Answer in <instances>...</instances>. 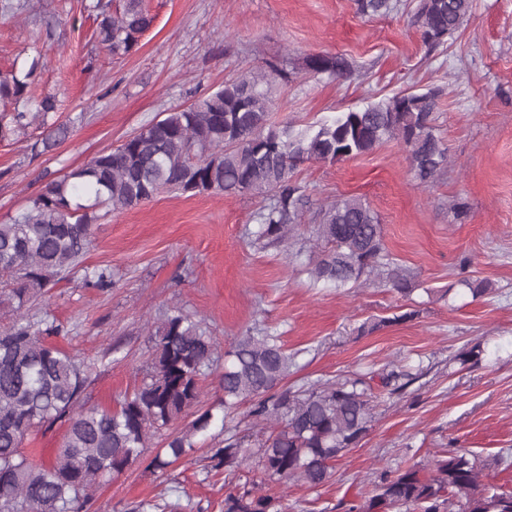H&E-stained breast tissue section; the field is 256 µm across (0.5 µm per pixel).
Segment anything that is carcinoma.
<instances>
[{"mask_svg":"<svg viewBox=\"0 0 512 512\" xmlns=\"http://www.w3.org/2000/svg\"><path fill=\"white\" fill-rule=\"evenodd\" d=\"M363 16L384 14L391 0H355ZM95 38L114 56L133 51L153 18L142 0H90ZM28 0H0V17L31 13ZM472 0H419L422 43L432 49L458 31ZM41 53L28 66L0 75V141L37 122L41 137L28 145L38 156L52 152L71 133L66 123H49L57 100H33L32 78ZM316 72L344 76L340 57L314 55ZM274 63L244 74L205 98L177 107L143 126L117 148L49 180L25 210L0 224V301L10 314L0 325V512H84L96 486L122 473L155 438L161 446L149 466L161 473L207 438L212 426L228 421L250 403L251 427L267 431L256 458L264 475L311 488L324 484L343 451L356 445L372 422V387L362 378L318 383L293 390L284 385L293 363L280 337L258 329L228 352L220 386L223 397L198 414L185 430L174 424L199 402L204 380L214 369L218 342L179 308L164 313L150 334L152 358L140 385L120 394L113 408L88 407L92 381L87 362L50 341L64 327L32 320L28 304L56 281L77 271L92 245V227L114 212L132 208L164 191L231 195L264 194L270 205L260 214L257 240L279 244L293 238L308 198L295 179L305 161L335 163L367 154L388 139L399 140L420 184H432L448 164V148L433 126L438 94L400 93L364 109L341 112L302 132L272 123ZM313 238L324 249L309 259L314 282L345 287L363 277L412 291L411 277L395 264L375 211L357 197L319 206ZM84 284L105 289V269L85 272ZM63 421L61 448L48 460L21 452L24 441L47 423ZM244 437L233 433L211 449L206 475H236L247 458ZM498 457L476 461L460 452L434 460L430 473L419 464L380 474L372 495L349 512H512V490L485 483L484 470ZM273 499L254 489L224 497V512H273Z\"/></svg>","mask_w":512,"mask_h":512,"instance_id":"1","label":"carcinoma"}]
</instances>
